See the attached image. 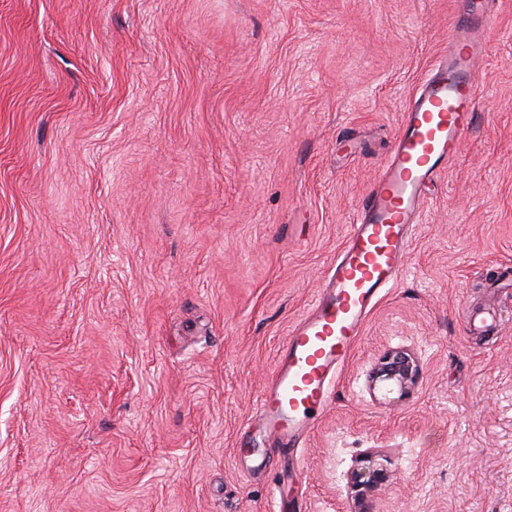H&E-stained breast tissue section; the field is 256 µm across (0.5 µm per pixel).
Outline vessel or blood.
<instances>
[{
    "mask_svg": "<svg viewBox=\"0 0 512 512\" xmlns=\"http://www.w3.org/2000/svg\"><path fill=\"white\" fill-rule=\"evenodd\" d=\"M448 49L403 112L391 152L360 199L325 285L288 333L255 415L239 436L295 448L329 402L336 372L349 360L384 289L407 266L410 242L428 206L429 186L457 157L476 118V61L493 28L491 0H464Z\"/></svg>",
    "mask_w": 512,
    "mask_h": 512,
    "instance_id": "1",
    "label": "vessel or blood"
}]
</instances>
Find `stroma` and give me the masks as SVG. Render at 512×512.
<instances>
[{"label":"stroma","instance_id":"1","mask_svg":"<svg viewBox=\"0 0 512 512\" xmlns=\"http://www.w3.org/2000/svg\"><path fill=\"white\" fill-rule=\"evenodd\" d=\"M462 2L0 0V512H358L371 450L377 512H512V0L328 407L236 445ZM421 362L418 356L406 348L387 350L373 365L367 375L369 391H375L381 385L386 391L406 393L416 385L421 374ZM376 453L368 452L359 463L349 473V483L352 490L355 491V499L365 500L371 492L388 481L390 471L384 462L389 463L387 458H383Z\"/></svg>","mask_w":512,"mask_h":512}]
</instances>
